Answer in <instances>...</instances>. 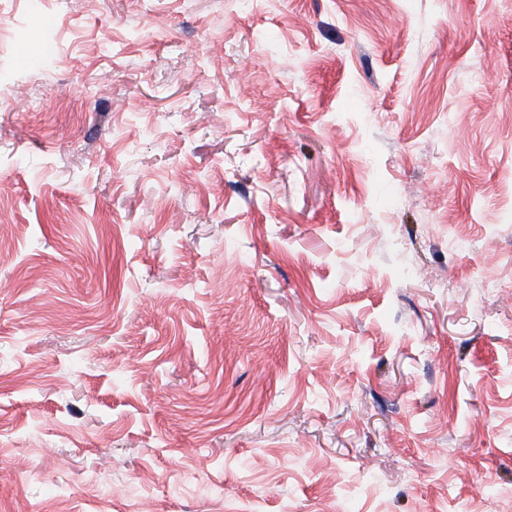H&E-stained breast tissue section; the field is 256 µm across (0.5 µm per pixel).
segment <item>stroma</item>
<instances>
[{
	"label": "stroma",
	"mask_w": 512,
	"mask_h": 512,
	"mask_svg": "<svg viewBox=\"0 0 512 512\" xmlns=\"http://www.w3.org/2000/svg\"><path fill=\"white\" fill-rule=\"evenodd\" d=\"M1 64L0 512H512V0H0Z\"/></svg>",
	"instance_id": "obj_1"
}]
</instances>
